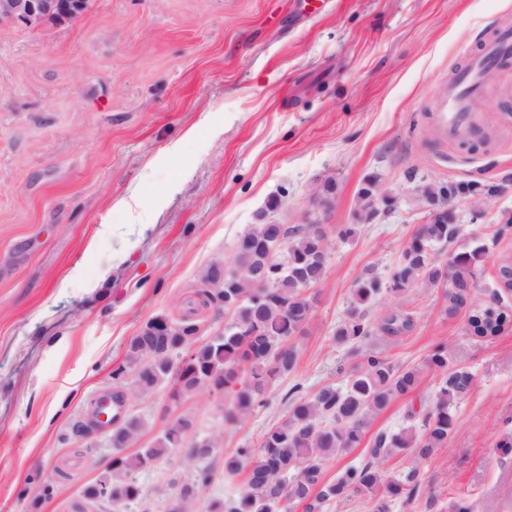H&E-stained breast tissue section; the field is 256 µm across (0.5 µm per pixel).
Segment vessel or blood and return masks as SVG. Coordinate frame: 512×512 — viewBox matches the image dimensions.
<instances>
[{"label":"vessel or blood","mask_w":512,"mask_h":512,"mask_svg":"<svg viewBox=\"0 0 512 512\" xmlns=\"http://www.w3.org/2000/svg\"><path fill=\"white\" fill-rule=\"evenodd\" d=\"M465 65L456 73L432 114L436 137L466 139L478 134L472 102L483 89V74L512 59V27L502 26L489 36L481 49H465Z\"/></svg>","instance_id":"obj_1"}]
</instances>
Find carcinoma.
<instances>
[{"label": "carcinoma", "mask_w": 512, "mask_h": 512, "mask_svg": "<svg viewBox=\"0 0 512 512\" xmlns=\"http://www.w3.org/2000/svg\"><path fill=\"white\" fill-rule=\"evenodd\" d=\"M438 188L450 200L488 199L498 194L499 184L482 179L448 180ZM376 194L377 186L371 181L360 188L358 219L368 220V201ZM461 231L451 214L446 224L428 220L411 236L388 276L374 267L358 275L348 312L333 333L336 344L349 347L357 358L348 369L339 366V371L347 372L345 387L324 386L307 397L301 395V384L293 385L288 390V418L268 429L258 447L246 445L224 456V475L235 477L243 472L245 485L238 495L211 505V512H295L300 506L304 512H321L327 503L351 498L371 501V512H391L397 501L410 505L424 497L425 487L416 469L387 476L383 465L401 450L410 451L414 461L420 462L448 446L455 410L472 386L473 373L457 363L443 343L426 358V367L439 377V383L432 408L421 422L397 432L378 433L368 450V461L345 468L333 481L323 479V469L330 459L360 445L371 414L384 410L396 398L411 395L418 384L419 369L404 368L367 348L376 333L397 336L406 332L410 317L395 311L376 322L371 309L384 297L399 298L413 288L444 281L451 286L446 316H456L473 299L483 249L456 253L444 262L433 254L435 246L453 242ZM332 249V240L319 224L249 225L237 239L233 272L224 277V287H208L213 264L200 273L204 304L229 317L224 333L203 340L199 325L187 316L169 319L170 336H149L144 325L131 339L125 364L113 371L112 378L123 384L127 375L137 373L143 395L168 383L176 402L201 391L227 389L235 398L233 420L246 421L265 404L271 382L294 369L297 350L291 340L303 333L311 317L313 298L308 290L323 279L326 256ZM261 266L268 274L265 288L259 287L254 276ZM511 326L512 310L496 301L470 309L468 333L473 337L492 338ZM184 344L189 347V361L178 364L175 359ZM191 427V418L180 415L152 443L138 448L145 424L137 416H128L112 435L116 453L109 475L87 486L83 497L111 503L112 512H125L144 498L136 474L183 447ZM220 438L216 434L188 445L185 459L194 475L189 482L173 480L177 492L166 512L192 508L211 481L210 468L201 459L210 455V445ZM132 447L135 451L127 452Z\"/></svg>", "instance_id": "1"}]
</instances>
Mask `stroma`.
<instances>
[{
	"mask_svg": "<svg viewBox=\"0 0 512 512\" xmlns=\"http://www.w3.org/2000/svg\"><path fill=\"white\" fill-rule=\"evenodd\" d=\"M505 23L512 0H91L78 19L0 32V512H29L37 471L65 476L38 512H71L112 464L107 432L90 422L132 337L158 314L190 316L203 338L214 336L224 315L202 305L201 270L233 261L262 212L290 226L317 220L334 248L294 340L297 365L271 383L265 406L229 424V392L177 404L166 384L126 392L146 425L142 444L183 413L194 419L188 440L221 434L194 512L237 494L243 480L225 477L224 457L287 418L288 389L343 385L346 354L332 332L361 271L393 267L425 223L418 189L512 181V83L494 77L474 99L480 139L437 140L428 120L465 63L461 48ZM367 179L393 203L361 224ZM330 180L331 203L317 208ZM120 197L127 207H115ZM450 208L463 231L435 257L483 248L475 302L484 304L512 261V234L497 233L512 216V190L478 220L468 200ZM353 223L356 234L340 238ZM106 224L113 234H102ZM446 303L444 288H415L372 309L412 314L411 331L370 346L421 373L413 395L370 418L364 437L425 415L438 379L424 362L448 344L475 383L448 447L417 464L406 453L385 463L393 474L417 465L433 494L393 512H449L461 495L480 512H504L512 457L495 448L512 433V328L471 339L467 312L448 318ZM192 474L179 452L139 472L146 497L128 512H165L175 481Z\"/></svg>",
	"mask_w": 512,
	"mask_h": 512,
	"instance_id": "stroma-1",
	"label": "stroma"
}]
</instances>
